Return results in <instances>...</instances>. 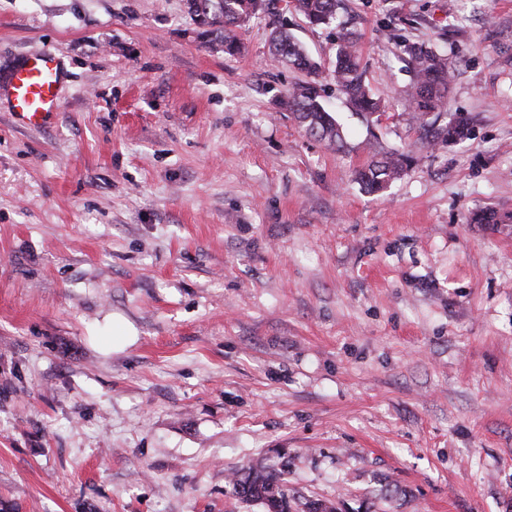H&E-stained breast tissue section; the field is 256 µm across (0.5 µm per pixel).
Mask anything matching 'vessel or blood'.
<instances>
[{
	"label": "vessel or blood",
	"instance_id": "b4317fda",
	"mask_svg": "<svg viewBox=\"0 0 512 512\" xmlns=\"http://www.w3.org/2000/svg\"><path fill=\"white\" fill-rule=\"evenodd\" d=\"M66 78L59 58L45 50L23 56L9 77L11 112L28 127L43 123L58 107V89Z\"/></svg>",
	"mask_w": 512,
	"mask_h": 512
}]
</instances>
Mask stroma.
Returning <instances> with one entry per match:
<instances>
[{
  "instance_id": "1",
  "label": "stroma",
  "mask_w": 512,
  "mask_h": 512,
  "mask_svg": "<svg viewBox=\"0 0 512 512\" xmlns=\"http://www.w3.org/2000/svg\"><path fill=\"white\" fill-rule=\"evenodd\" d=\"M384 119L330 79L336 25L265 0L240 55L186 0H0V85L52 50L37 128L0 101V512H264L268 458L341 512H512V0H342ZM321 64L337 152L280 101L272 27ZM445 53L412 121L405 47ZM412 156L383 192L355 172ZM287 469L288 464L282 461L278 470L262 465L259 468L250 467L248 471H244L242 474L235 473L230 485L231 493L240 500L250 503L256 501L263 491L270 487H276L280 489L284 498L283 512H291L288 485L284 478Z\"/></svg>"
}]
</instances>
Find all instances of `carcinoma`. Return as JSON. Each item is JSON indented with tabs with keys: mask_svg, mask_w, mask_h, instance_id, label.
Returning <instances> with one entry per match:
<instances>
[{
	"mask_svg": "<svg viewBox=\"0 0 512 512\" xmlns=\"http://www.w3.org/2000/svg\"><path fill=\"white\" fill-rule=\"evenodd\" d=\"M191 20L201 29V35L220 34L224 54L235 56L241 51L237 30L263 7L264 0H187ZM340 0H294V8L312 25H328L336 20ZM270 52L273 59L307 72L317 74L319 65L313 61L282 28L272 32ZM408 65L413 72V84L406 95L412 119L423 125L430 115L442 112L448 104L452 74L448 59L424 44L406 46ZM333 80L344 95L351 110L365 116H381V100L375 97L364 83L358 63V39L347 29H342L336 53ZM282 105L293 115L305 133L330 148L341 150L345 139L340 125L318 100L315 85L302 83L288 91ZM471 133L469 120L461 118L449 122L442 130L443 138L457 141ZM411 157L397 151H375L370 161L356 170L358 183L368 192L384 190L408 167ZM474 224H512V210L486 208L473 213ZM288 464L280 468L270 466L251 467L235 474L231 493L250 503L271 487L280 489L284 498L283 512H291L288 485L284 474Z\"/></svg>",
	"mask_w": 512,
	"mask_h": 512,
	"instance_id": "cac0c4a2",
	"label": "carcinoma"
}]
</instances>
